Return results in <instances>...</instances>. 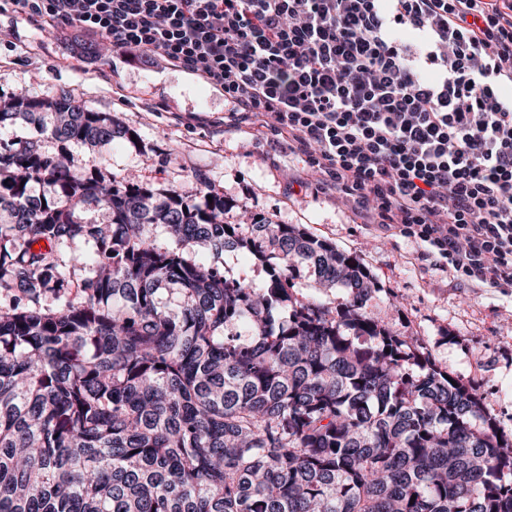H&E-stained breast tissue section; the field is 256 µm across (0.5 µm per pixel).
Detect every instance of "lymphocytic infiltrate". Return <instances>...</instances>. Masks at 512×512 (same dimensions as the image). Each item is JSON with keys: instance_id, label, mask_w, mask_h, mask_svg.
<instances>
[{"instance_id": "1", "label": "lymphocytic infiltrate", "mask_w": 512, "mask_h": 512, "mask_svg": "<svg viewBox=\"0 0 512 512\" xmlns=\"http://www.w3.org/2000/svg\"><path fill=\"white\" fill-rule=\"evenodd\" d=\"M187 72L350 208L512 289V0H0Z\"/></svg>"}]
</instances>
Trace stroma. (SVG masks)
<instances>
[{
	"label": "stroma",
	"instance_id": "obj_1",
	"mask_svg": "<svg viewBox=\"0 0 512 512\" xmlns=\"http://www.w3.org/2000/svg\"><path fill=\"white\" fill-rule=\"evenodd\" d=\"M78 50V40L17 15L0 16L1 107L69 93L137 135L133 143L65 149L47 137V152L64 149L75 168L93 164L105 176L186 198L206 181L229 202L225 223L262 216L358 254L378 283L372 315L395 335L418 337L435 364L485 396L498 425L512 433V291L453 278L423 244L363 224L285 139L226 125L223 96L186 73L161 62L123 63L105 41L75 64Z\"/></svg>",
	"mask_w": 512,
	"mask_h": 512
}]
</instances>
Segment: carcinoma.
<instances>
[{
    "label": "carcinoma",
    "instance_id": "1",
    "mask_svg": "<svg viewBox=\"0 0 512 512\" xmlns=\"http://www.w3.org/2000/svg\"><path fill=\"white\" fill-rule=\"evenodd\" d=\"M23 116L35 133L0 139V512H512V439L371 315L358 255L292 224L226 225L208 185L162 197L72 168L44 135L133 132L70 94ZM194 245L269 278L228 279ZM304 274L349 298L295 297ZM220 262L223 263L224 274L228 278L256 286L262 285L268 278L266 268L261 262L246 257L239 250H224Z\"/></svg>",
    "mask_w": 512,
    "mask_h": 512
}]
</instances>
